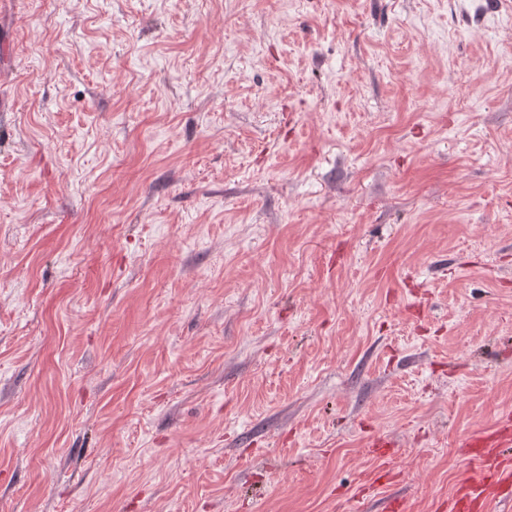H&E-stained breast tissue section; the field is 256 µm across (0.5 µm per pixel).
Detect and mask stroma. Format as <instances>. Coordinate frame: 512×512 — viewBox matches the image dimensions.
Returning <instances> with one entry per match:
<instances>
[{
  "instance_id": "stroma-1",
  "label": "stroma",
  "mask_w": 512,
  "mask_h": 512,
  "mask_svg": "<svg viewBox=\"0 0 512 512\" xmlns=\"http://www.w3.org/2000/svg\"><path fill=\"white\" fill-rule=\"evenodd\" d=\"M0 99V512H449L512 0H0Z\"/></svg>"
}]
</instances>
